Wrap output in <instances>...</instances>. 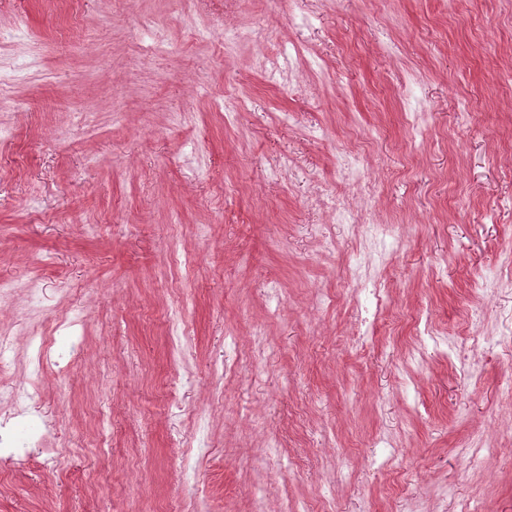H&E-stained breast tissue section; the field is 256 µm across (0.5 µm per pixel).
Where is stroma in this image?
Returning <instances> with one entry per match:
<instances>
[{"label": "stroma", "instance_id": "1", "mask_svg": "<svg viewBox=\"0 0 512 512\" xmlns=\"http://www.w3.org/2000/svg\"><path fill=\"white\" fill-rule=\"evenodd\" d=\"M0 129V327L53 340L0 512H512V0H0ZM317 192L403 241L369 335Z\"/></svg>", "mask_w": 512, "mask_h": 512}]
</instances>
